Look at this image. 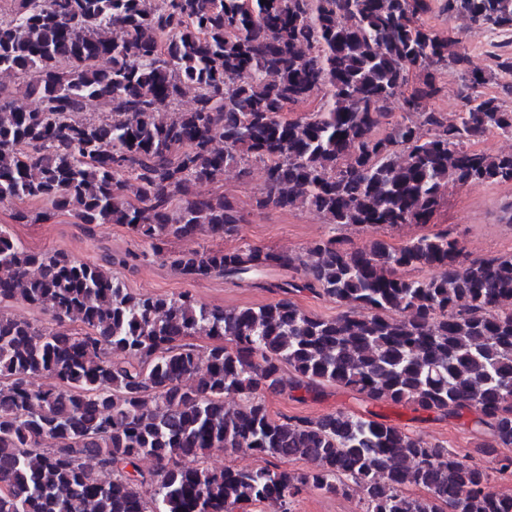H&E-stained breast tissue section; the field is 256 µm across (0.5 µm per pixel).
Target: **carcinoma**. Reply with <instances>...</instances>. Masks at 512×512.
<instances>
[{
	"label": "carcinoma",
	"mask_w": 512,
	"mask_h": 512,
	"mask_svg": "<svg viewBox=\"0 0 512 512\" xmlns=\"http://www.w3.org/2000/svg\"><path fill=\"white\" fill-rule=\"evenodd\" d=\"M12 2L0 73L26 78L32 105L0 85V205L43 206L15 222L121 224L142 250L114 266L165 256L186 278L282 298L224 309L188 292L136 295L100 265L31 251L0 228V303L54 320L0 315V512H292L307 489H353L363 512H512L491 486L493 473L512 475V254L473 258L430 228L399 246L329 235L305 258L168 248L238 234L235 202L192 188L254 162L256 210L300 206L335 230L426 226L448 183H512L511 150L468 148L492 131L512 138V109L482 91L496 82L512 98V6L443 0L498 32L480 67L454 30L425 24L435 0ZM450 68L453 119L429 106ZM404 88L397 116L389 103ZM187 89L194 105L182 111ZM313 97L316 110L283 117ZM92 99L106 118L83 117ZM423 268L435 274L407 276ZM304 291L338 314L303 311L291 295ZM196 336L210 340L203 370ZM328 384L438 418L472 411L488 439L460 450L343 410L269 415L264 395ZM212 451L278 464L213 469ZM297 460L306 467L286 468ZM0 311L6 316L26 320L38 325L49 326L53 322L49 313L30 308L21 302L2 303L0 304Z\"/></svg>",
	"instance_id": "carcinoma-1"
}]
</instances>
